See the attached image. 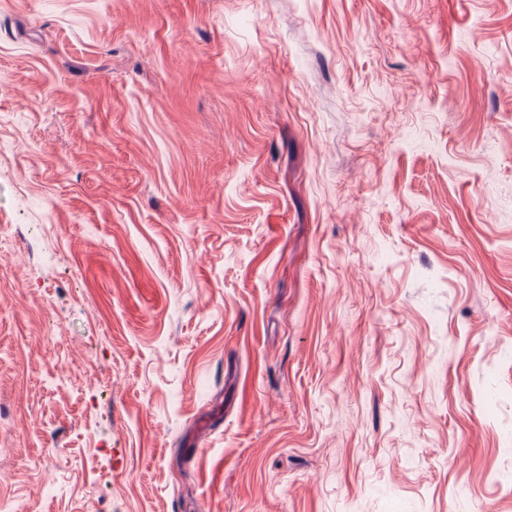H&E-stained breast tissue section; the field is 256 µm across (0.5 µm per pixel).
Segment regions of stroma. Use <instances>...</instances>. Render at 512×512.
<instances>
[{"label":"stroma","mask_w":512,"mask_h":512,"mask_svg":"<svg viewBox=\"0 0 512 512\" xmlns=\"http://www.w3.org/2000/svg\"><path fill=\"white\" fill-rule=\"evenodd\" d=\"M0 512H512V0H0Z\"/></svg>","instance_id":"1"}]
</instances>
